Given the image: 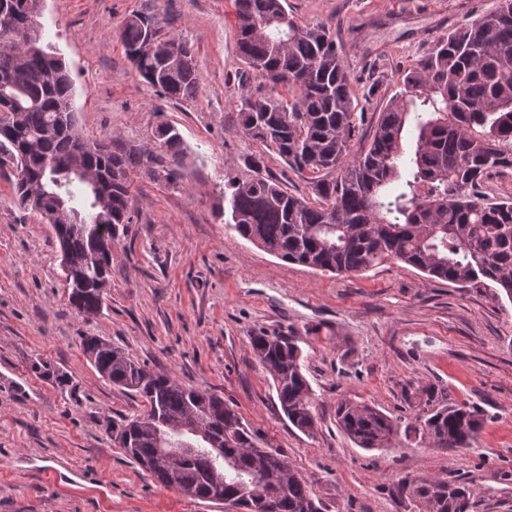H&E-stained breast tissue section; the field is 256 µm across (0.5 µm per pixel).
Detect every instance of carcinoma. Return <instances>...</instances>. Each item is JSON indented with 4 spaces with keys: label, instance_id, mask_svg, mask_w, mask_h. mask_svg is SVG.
I'll return each mask as SVG.
<instances>
[{
    "label": "carcinoma",
    "instance_id": "cac0c4a2",
    "mask_svg": "<svg viewBox=\"0 0 512 512\" xmlns=\"http://www.w3.org/2000/svg\"><path fill=\"white\" fill-rule=\"evenodd\" d=\"M36 0H0L15 25L0 21V110L12 114L13 132L0 133V167L15 169V201L61 228L69 302L83 316L100 312L119 226L131 223L134 179L177 185L184 177V142L160 123L154 147L90 142L78 130L73 84L65 63L42 39L21 32L38 18ZM241 76L259 80L236 100L243 132L305 175L309 194L297 196L265 175L263 154L245 164L249 177L232 185L229 220L243 238L284 262L318 271L358 274L386 260L412 266L431 279L456 284L491 282L512 302V197L481 191L493 171H512V0H499L436 43L401 77V91L381 110L371 143L351 155L357 129L351 75L322 23L305 24L287 0H234ZM156 14L135 13L120 33L129 61L143 80L171 100L195 98L199 75L187 42L160 39ZM171 48L142 52L148 37ZM288 87L292 96L268 95L263 85ZM416 134L414 148L407 132ZM91 175L68 172L76 151ZM251 348L270 375L283 415L300 432L315 430L312 389L295 336L260 330ZM101 377L142 399L144 410L112 425L127 457L165 487L192 489L207 499L222 486L230 499L259 483L275 512L312 510L304 478L280 451H257L259 436L224 399L151 373L125 351L96 336L82 341ZM337 423L359 447H388L393 420L369 405L343 401ZM482 426L467 404L431 410L423 432L439 448L472 447ZM200 427L205 434L191 438ZM224 445V462L210 440ZM196 447L189 458L162 456L158 446ZM414 512H469L470 492L439 479L399 481Z\"/></svg>",
    "mask_w": 512,
    "mask_h": 512
}]
</instances>
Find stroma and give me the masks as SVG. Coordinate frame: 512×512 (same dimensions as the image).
Segmentation results:
<instances>
[{
	"label": "stroma",
	"instance_id": "1",
	"mask_svg": "<svg viewBox=\"0 0 512 512\" xmlns=\"http://www.w3.org/2000/svg\"><path fill=\"white\" fill-rule=\"evenodd\" d=\"M498 0H288L298 21L325 23L356 77L369 143L403 72L448 30ZM154 12L194 52L200 89L174 101L144 82L120 39L135 13ZM232 0H45V42L64 59L77 121L99 142L147 144L159 123L185 142L175 186L135 180L132 218L112 247L102 311L78 314L51 224L14 199L0 168V512H241L155 483L112 438L141 414L140 398L102 378L82 340L99 336L141 366L222 397L277 448L325 512H408L400 479L455 480L471 512H512V302L483 283L431 280L401 263L360 274L284 262L227 226L220 209L245 160L297 195L303 178L263 152L239 124L242 91ZM293 331L313 391L317 429L283 417L249 343L258 330ZM365 403L409 426L390 447H358L336 423L339 402ZM467 403L482 427L473 447H435L417 427L424 404Z\"/></svg>",
	"mask_w": 512,
	"mask_h": 512
}]
</instances>
